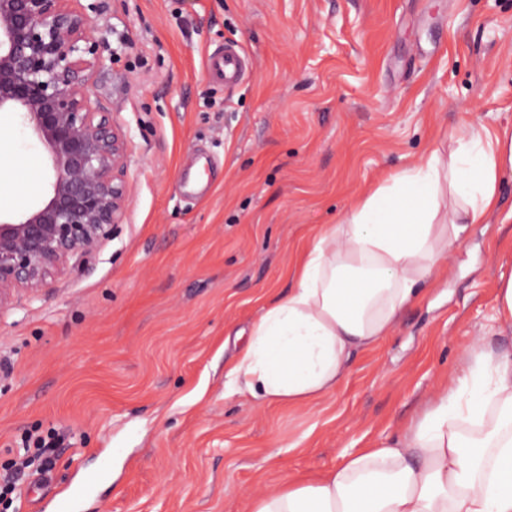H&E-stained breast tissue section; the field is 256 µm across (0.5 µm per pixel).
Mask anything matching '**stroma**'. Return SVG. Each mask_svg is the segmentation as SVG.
<instances>
[{"instance_id":"35a3bbf8","label":"stroma","mask_w":512,"mask_h":512,"mask_svg":"<svg viewBox=\"0 0 512 512\" xmlns=\"http://www.w3.org/2000/svg\"><path fill=\"white\" fill-rule=\"evenodd\" d=\"M93 92L129 144L126 214L94 254L0 311V463L29 431L69 444L9 512H55L110 463L86 512H244L288 473L332 467L418 414L500 336L512 169L396 331L320 404L256 406L224 371L318 232L465 126L512 134V0H91ZM249 59L236 85L208 53ZM39 141L0 116V214L42 200ZM276 458H269L272 448ZM207 66L212 79L231 86L244 77L246 58L236 45L226 43L223 51L208 56Z\"/></svg>"}]
</instances>
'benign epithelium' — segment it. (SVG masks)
I'll use <instances>...</instances> for the list:
<instances>
[{
	"instance_id": "obj_1",
	"label": "benign epithelium",
	"mask_w": 512,
	"mask_h": 512,
	"mask_svg": "<svg viewBox=\"0 0 512 512\" xmlns=\"http://www.w3.org/2000/svg\"><path fill=\"white\" fill-rule=\"evenodd\" d=\"M100 41L82 0H0V113L44 147L48 195L0 220V309L112 235L128 200V143L93 98Z\"/></svg>"
}]
</instances>
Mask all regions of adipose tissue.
Here are the masks:
<instances>
[{"instance_id":"adipose-tissue-1","label":"adipose tissue","mask_w":512,"mask_h":512,"mask_svg":"<svg viewBox=\"0 0 512 512\" xmlns=\"http://www.w3.org/2000/svg\"><path fill=\"white\" fill-rule=\"evenodd\" d=\"M364 194L313 239L227 375L258 405L310 407L397 327L467 225L498 208L512 136L462 132ZM247 512H512V355L475 340L466 371L399 433L331 468L287 474Z\"/></svg>"}]
</instances>
